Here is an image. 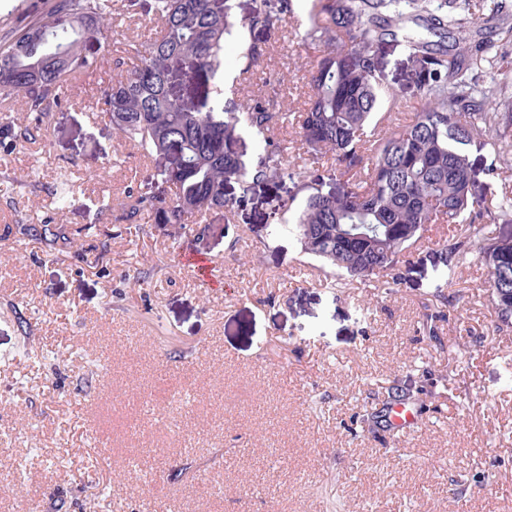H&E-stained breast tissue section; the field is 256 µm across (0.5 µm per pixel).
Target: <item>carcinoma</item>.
<instances>
[{
  "instance_id": "1",
  "label": "carcinoma",
  "mask_w": 512,
  "mask_h": 512,
  "mask_svg": "<svg viewBox=\"0 0 512 512\" xmlns=\"http://www.w3.org/2000/svg\"><path fill=\"white\" fill-rule=\"evenodd\" d=\"M449 0H311L305 38L319 54L308 71L312 91L299 115L301 153L274 131L287 113L274 100L223 101L217 75L232 34L229 0H46L45 16L20 22L0 35V102L23 99L25 119L0 117V151L36 138L59 106V89L96 67L87 52L110 47L112 20L139 12L162 29L138 51L139 64L117 75L95 108L126 142L166 161L154 178L129 187L117 202L122 224L196 223L226 205L224 184L243 187L288 179L305 192L293 231L304 253L335 275L362 281L396 280L400 258L436 224H458L450 252L475 250L488 269L496 328H512V236H492L478 224L490 212L488 185L476 183L467 147L478 142L508 161L512 112L488 109L494 88L480 84L484 42L458 41L434 48L423 37L404 35L425 106L413 123L385 127L374 121L382 106L386 38L414 17L432 33H453L466 24L510 29L508 18L472 22L448 13ZM283 17L259 0L240 26L265 32ZM191 73L186 94L174 78ZM258 143L250 162L239 151L241 135ZM329 155L336 167L302 163ZM369 160L363 165V160ZM16 233L50 250L72 247L74 233L50 216L29 224H5L1 238Z\"/></svg>"
}]
</instances>
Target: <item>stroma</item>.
I'll return each mask as SVG.
<instances>
[{
    "mask_svg": "<svg viewBox=\"0 0 512 512\" xmlns=\"http://www.w3.org/2000/svg\"><path fill=\"white\" fill-rule=\"evenodd\" d=\"M284 5L250 70L234 28L223 91L277 95L297 116L318 50L308 0ZM159 28L119 16L42 141L0 155V225L70 186L54 219L79 229L156 177L92 105ZM493 41L484 80L494 111L512 112V32ZM384 74L379 119L411 124L424 100L402 48ZM224 194L187 229L102 225L104 254L91 239L61 254L0 240V512H512V331L495 327L481 258L444 251L453 226L407 253L398 280L364 283L302 252L292 181ZM393 386L417 411L405 434L381 415Z\"/></svg>",
    "mask_w": 512,
    "mask_h": 512,
    "instance_id": "35a3bbf8",
    "label": "stroma"
}]
</instances>
